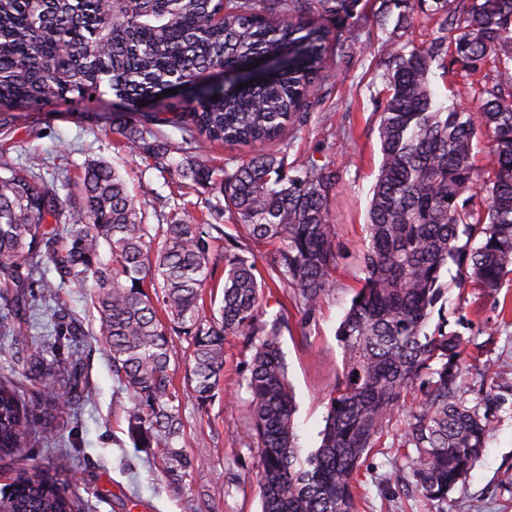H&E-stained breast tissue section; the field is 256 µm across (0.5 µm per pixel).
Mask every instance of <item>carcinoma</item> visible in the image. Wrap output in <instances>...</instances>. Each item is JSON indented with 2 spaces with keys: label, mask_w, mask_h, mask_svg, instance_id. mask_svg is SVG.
Segmentation results:
<instances>
[{
  "label": "carcinoma",
  "mask_w": 512,
  "mask_h": 512,
  "mask_svg": "<svg viewBox=\"0 0 512 512\" xmlns=\"http://www.w3.org/2000/svg\"><path fill=\"white\" fill-rule=\"evenodd\" d=\"M358 0H0V128L10 110L51 106L112 91L136 106L176 87H195L207 71L235 74L262 56L282 69L264 81L210 92L171 116L148 113L138 124L114 118L123 147L169 171L186 155L182 177L208 185L224 207L181 214L150 234L141 203L107 161L84 165L78 189L60 196L31 161H0V337L10 341L26 377L48 406L78 397L80 373L62 380L56 344L37 346L21 328L29 288L40 275L44 296L80 288L100 320L112 371L132 393L127 418L136 448H160L174 468L190 462L174 450L181 434L170 373L173 334L191 350L190 381L203 404L224 377V344L241 337L253 348L247 366L250 423L243 432L260 448L261 512H357L360 467L376 447L404 392L424 396L410 411L399 447L415 485L445 501L482 455L488 413L463 395L466 366L458 332L429 322L445 304L443 274L495 296L512 274V0H432L429 9L397 0L395 28L419 23L426 39L388 38L382 46L383 89L376 112L382 155L365 225L363 277L339 327L344 374L328 400L318 448L297 445L295 398L280 346L288 308L310 320L334 289L336 225L330 202L342 175L333 160L287 162L282 151L236 165L196 160V145L279 141L299 131L325 69L330 41L351 31L319 22L347 21ZM440 77L471 81V106L436 102ZM183 132L174 147L156 126ZM488 137L486 162L475 163ZM487 203L477 207L475 199ZM228 216L237 234L220 225ZM271 245L266 272L251 246ZM224 246L221 300L206 293L215 248ZM56 273L46 276L43 266ZM210 304L212 314L205 312ZM278 307L272 319L268 309ZM34 411L0 381V460L29 445ZM55 459L53 474H20L0 488V512H76Z\"/></svg>",
  "instance_id": "carcinoma-1"
}]
</instances>
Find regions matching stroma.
I'll return each mask as SVG.
<instances>
[{
  "label": "stroma",
  "mask_w": 512,
  "mask_h": 512,
  "mask_svg": "<svg viewBox=\"0 0 512 512\" xmlns=\"http://www.w3.org/2000/svg\"><path fill=\"white\" fill-rule=\"evenodd\" d=\"M378 6L379 0H359L355 37L329 47L328 79L310 120L288 137L292 159L311 154L319 144L334 145L343 172L332 203L339 253L335 288L312 321L289 308L280 338L295 393L298 443L306 450L320 443L329 392L343 374L336 329L359 286L366 208L381 160L373 97L383 88L381 46L397 17L389 15L387 29H379L373 17ZM121 109L106 94L13 111L6 159L24 164L38 157L47 180L71 184L88 160H106L144 202L146 224L157 227L177 205L178 186L169 173L120 147L112 119ZM62 151L68 156L63 169L57 160ZM447 297V328L466 341L465 397L484 399L493 414L486 448L446 501L426 500L398 448L406 410L420 397L411 390L381 446L360 469L359 512H512V285L493 298L470 285L454 286ZM61 299L81 325L80 335L63 342L59 351L60 359L81 373V398L77 405L58 408L47 423H36L28 448L0 461V486L20 472H50L56 456L67 453L77 461L66 482L79 512H260L259 450L237 438L249 424L245 377L252 352L242 338L226 344L221 389L205 406L189 381L193 361L188 344L175 338L170 371L184 423L176 447L193 465L170 472L160 449L134 447L127 434V413L135 400L112 372L96 310L77 288L63 289Z\"/></svg>",
  "instance_id": "35a3bbf8"
}]
</instances>
